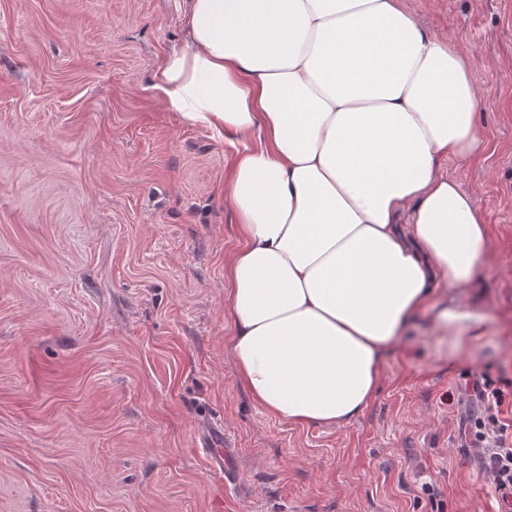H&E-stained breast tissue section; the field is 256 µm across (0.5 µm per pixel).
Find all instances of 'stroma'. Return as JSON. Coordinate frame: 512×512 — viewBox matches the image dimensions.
Segmentation results:
<instances>
[{
  "mask_svg": "<svg viewBox=\"0 0 512 512\" xmlns=\"http://www.w3.org/2000/svg\"><path fill=\"white\" fill-rule=\"evenodd\" d=\"M477 45L486 148L441 163L474 193L489 256L440 299L481 311L452 347L418 313L369 406L278 421L226 345L234 148L151 95L184 0H0V512H500L460 433L475 374L512 379V0H404ZM223 423L239 479L193 446Z\"/></svg>",
  "mask_w": 512,
  "mask_h": 512,
  "instance_id": "35a3bbf8",
  "label": "stroma"
}]
</instances>
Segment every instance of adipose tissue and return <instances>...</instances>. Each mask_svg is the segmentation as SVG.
Here are the masks:
<instances>
[{"label":"adipose tissue","mask_w":512,"mask_h":512,"mask_svg":"<svg viewBox=\"0 0 512 512\" xmlns=\"http://www.w3.org/2000/svg\"><path fill=\"white\" fill-rule=\"evenodd\" d=\"M183 26L149 88L243 145L224 181L237 379L290 425L346 423L414 315L481 322L435 294L488 258L474 195L438 169L483 148L473 53L402 0H188Z\"/></svg>","instance_id":"1"}]
</instances>
